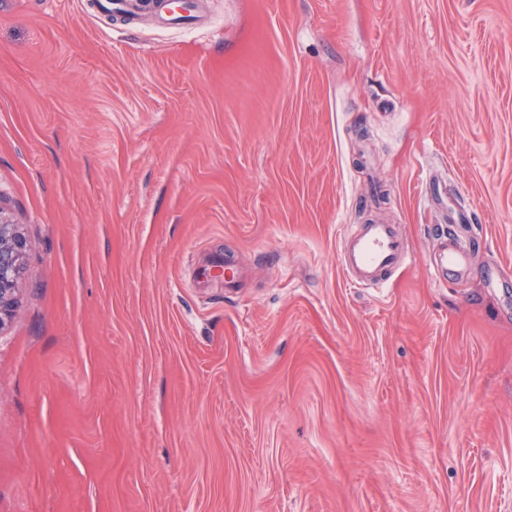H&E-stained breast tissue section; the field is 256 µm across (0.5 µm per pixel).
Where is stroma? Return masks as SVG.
<instances>
[{"label": "stroma", "mask_w": 512, "mask_h": 512, "mask_svg": "<svg viewBox=\"0 0 512 512\" xmlns=\"http://www.w3.org/2000/svg\"><path fill=\"white\" fill-rule=\"evenodd\" d=\"M200 5L0 0V512H512V0ZM26 248L17 225L12 224L0 208V328L13 310L17 276ZM407 258L408 248L396 224L371 221L358 233L344 235L343 266L359 286L383 284ZM433 240L439 244L438 259L435 263V273L441 279L447 272H460L467 267V252L457 247L458 235L453 228L448 227V233L441 230Z\"/></svg>", "instance_id": "obj_1"}]
</instances>
